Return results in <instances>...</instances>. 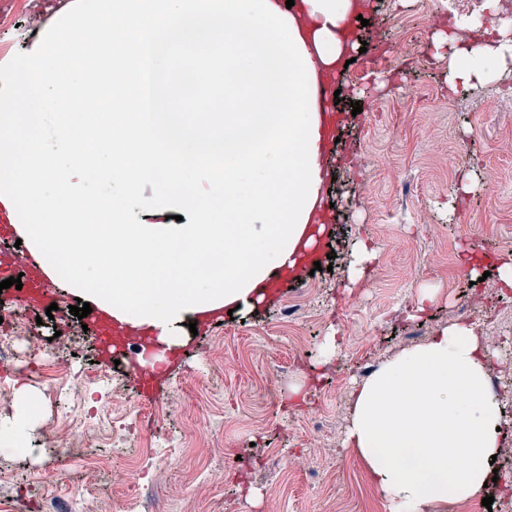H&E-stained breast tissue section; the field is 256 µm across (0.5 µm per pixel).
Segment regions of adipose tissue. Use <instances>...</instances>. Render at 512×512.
Wrapping results in <instances>:
<instances>
[{
    "label": "adipose tissue",
    "instance_id": "obj_1",
    "mask_svg": "<svg viewBox=\"0 0 512 512\" xmlns=\"http://www.w3.org/2000/svg\"><path fill=\"white\" fill-rule=\"evenodd\" d=\"M352 0H93L74 23L78 35L48 53L35 80L19 91L38 100L59 84L65 66L91 63L109 78L85 84L111 94L113 113L95 124L85 113L61 115L57 143L76 165L94 152L112 156L113 181L134 191L155 181L169 209L191 218L169 230L126 223L122 199L71 192L35 196V187L67 182L46 163L38 109L18 114L0 100V127H32L24 145L0 150L12 172L0 204L27 219L19 232L38 249L67 260L94 252L97 265L74 279L94 304L133 325L158 327L172 341L197 310L248 308L256 281L292 261L323 182L321 120L310 93L318 69L342 59L338 30ZM313 23L304 34L302 21ZM512 68V37L453 47L448 87L466 88ZM195 93L216 109L189 121L175 93L184 71ZM148 73V104L129 108V73ZM221 160L213 169L212 160ZM206 179L215 208L198 205ZM488 353L473 326L455 323L405 351L353 394L346 443L355 448L391 512H437L478 494L500 449L502 410L487 389ZM36 402L20 396L0 424V452L25 454ZM462 465L450 464V457Z\"/></svg>",
    "mask_w": 512,
    "mask_h": 512
}]
</instances>
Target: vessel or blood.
I'll list each match as a JSON object with an SVG mask.
<instances>
[{
    "instance_id": "b4317fda",
    "label": "vessel or blood",
    "mask_w": 512,
    "mask_h": 512,
    "mask_svg": "<svg viewBox=\"0 0 512 512\" xmlns=\"http://www.w3.org/2000/svg\"><path fill=\"white\" fill-rule=\"evenodd\" d=\"M335 83L332 70L325 69L318 73L313 90L316 105L322 118V137L330 139L334 131V118L330 111L329 99ZM326 217V202L318 200L311 220L306 228V236L296 246L297 264L308 266L318 258V251L313 243L318 237L320 225ZM24 263L30 273L29 286L24 292L25 300L49 304L54 302L55 293L51 287L53 273L42 262L38 251L26 249L19 255H0V278L10 274L17 263ZM99 346L104 358L133 351V382L144 394H154L159 381L178 361L176 348L167 346L158 340L154 332L146 328H134L129 323L116 317L111 310L95 308L93 312Z\"/></svg>"
}]
</instances>
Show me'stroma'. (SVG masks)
Listing matches in <instances>:
<instances>
[{
    "label": "stroma",
    "instance_id": "1",
    "mask_svg": "<svg viewBox=\"0 0 512 512\" xmlns=\"http://www.w3.org/2000/svg\"><path fill=\"white\" fill-rule=\"evenodd\" d=\"M14 22L0 25V96L15 97L18 72L34 73L54 40L63 38L78 18L83 0H7ZM435 25L416 18L421 0H366L363 24L353 38L382 43L384 58L368 61L351 50V63L336 83L340 101L337 142L322 163L324 188L331 202L332 233L320 252L331 255L332 271H315L301 281L285 279L272 301L243 311L198 334H186L182 362L173 368L161 396L144 402L128 379V364L101 362L93 331L83 330L70 307L76 292L59 281L62 297L53 325L39 324L48 314L27 307L29 336L14 340L21 361L32 352L30 335L46 337L40 357L61 356L84 382L76 393L57 392L16 368L5 377L0 423L15 411L17 391L37 398L28 432L26 458L0 453V501L19 488L41 498H75V478L83 444H98L109 456L99 479L100 504L122 512L129 491L147 481L166 493L158 512H366L367 469L345 443L350 397L362 383L357 359L383 365L402 351L426 343L442 327L458 322L457 308L469 303V322L482 328L490 308L500 315L495 328L512 336V296L498 295L492 271L512 258V71L494 82L448 90V52L435 50L439 33L456 42H473L475 33L455 28L459 17L485 15L483 0L449 6L433 0ZM361 113H353V103ZM367 157L360 165L359 157ZM109 154L71 169V181L89 197L108 199L112 183ZM473 192H463L465 184ZM373 258L365 275L350 278L360 243ZM486 272V287L472 285V258ZM436 290L432 304L421 305L423 287ZM304 297L298 335L280 323L284 305ZM60 341H52L53 331ZM339 342L323 358L327 336ZM224 342V356L212 346ZM118 393L123 422L92 414L101 388ZM204 391L194 411L178 410L183 395ZM321 412V430L308 428L312 412ZM151 432L153 453L140 469L128 466L135 443L127 428ZM58 430L76 435L80 445L66 454H49L45 438ZM206 437L187 453L171 452L178 439L197 431ZM276 456H269V449ZM237 456L236 468L224 465ZM210 465L215 480L204 483L199 469Z\"/></svg>",
    "mask_w": 512,
    "mask_h": 512
}]
</instances>
